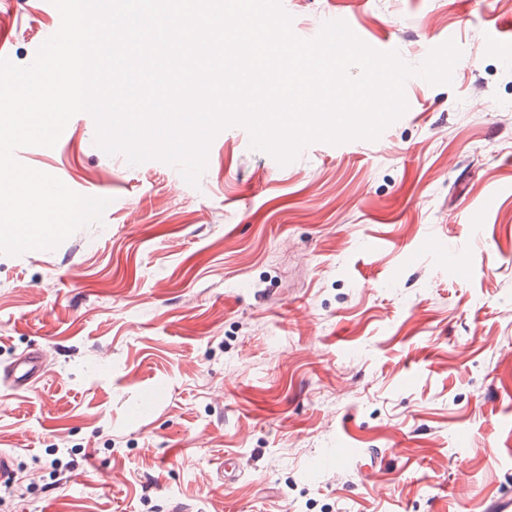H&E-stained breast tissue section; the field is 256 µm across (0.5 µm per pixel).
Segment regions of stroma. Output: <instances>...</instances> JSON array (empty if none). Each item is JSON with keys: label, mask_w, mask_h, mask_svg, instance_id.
I'll return each mask as SVG.
<instances>
[{"label": "stroma", "mask_w": 512, "mask_h": 512, "mask_svg": "<svg viewBox=\"0 0 512 512\" xmlns=\"http://www.w3.org/2000/svg\"><path fill=\"white\" fill-rule=\"evenodd\" d=\"M281 6L303 39L342 12L410 66L450 39L461 57L374 140L283 165L227 127L194 186L104 153L87 113L17 150L110 204L54 248L0 253V369L46 355L36 391L0 384L11 512H492L512 490V0ZM58 17L0 0V58L28 65Z\"/></svg>", "instance_id": "stroma-1"}]
</instances>
